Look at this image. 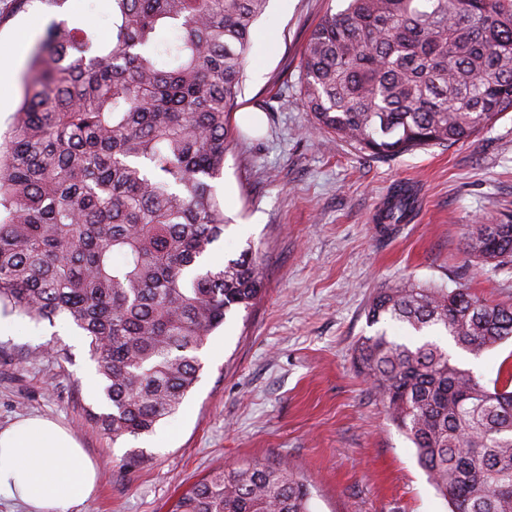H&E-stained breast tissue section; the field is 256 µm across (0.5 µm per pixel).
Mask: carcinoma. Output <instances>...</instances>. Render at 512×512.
<instances>
[{
	"label": "carcinoma",
	"mask_w": 512,
	"mask_h": 512,
	"mask_svg": "<svg viewBox=\"0 0 512 512\" xmlns=\"http://www.w3.org/2000/svg\"><path fill=\"white\" fill-rule=\"evenodd\" d=\"M267 0H112L110 34L53 21L0 134V310L89 339L118 440L149 435L196 384L198 352L263 291L259 248L208 257L229 219L218 183L253 28ZM311 129L387 159L467 140L512 110V0H346L301 62ZM395 186L377 221L412 218ZM471 255L512 265V221L480 224ZM353 363L450 512H512V385L451 362L512 338V302L404 283L379 289ZM284 460L216 469L171 512H312Z\"/></svg>",
	"instance_id": "1"
}]
</instances>
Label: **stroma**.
Wrapping results in <instances>:
<instances>
[{
  "label": "stroma",
  "mask_w": 512,
  "mask_h": 512,
  "mask_svg": "<svg viewBox=\"0 0 512 512\" xmlns=\"http://www.w3.org/2000/svg\"><path fill=\"white\" fill-rule=\"evenodd\" d=\"M343 0H269L253 31L246 78L232 114L236 134L224 161V212L231 224L213 254L220 263L258 246L266 292L249 316L234 315L200 353L203 369L177 415L155 433L117 441L92 413L103 382L88 341L64 322L12 314L0 338V429L46 417L69 429L99 471L96 492L72 512H170L176 499L218 466L280 458L313 486V512H448L415 450L388 420L352 350L373 335V293L412 280L467 288L495 303L512 299V265L471 256L473 227L512 219V112L468 141L390 159L326 142L298 103L300 59L309 31ZM109 0L26 11L0 0V129L23 95L25 54L52 20H100ZM284 101L244 122L260 103ZM412 186L418 208L389 234L376 215L396 184ZM452 362L493 384L512 367V340L480 357L441 337ZM146 457L133 468L131 449Z\"/></svg>",
  "instance_id": "35a3bbf8"
}]
</instances>
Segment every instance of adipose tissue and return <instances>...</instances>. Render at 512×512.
<instances>
[{"mask_svg":"<svg viewBox=\"0 0 512 512\" xmlns=\"http://www.w3.org/2000/svg\"><path fill=\"white\" fill-rule=\"evenodd\" d=\"M97 481L76 440L54 421L25 419L0 429V497L27 512H71Z\"/></svg>","mask_w":512,"mask_h":512,"instance_id":"adipose-tissue-1","label":"adipose tissue"}]
</instances>
